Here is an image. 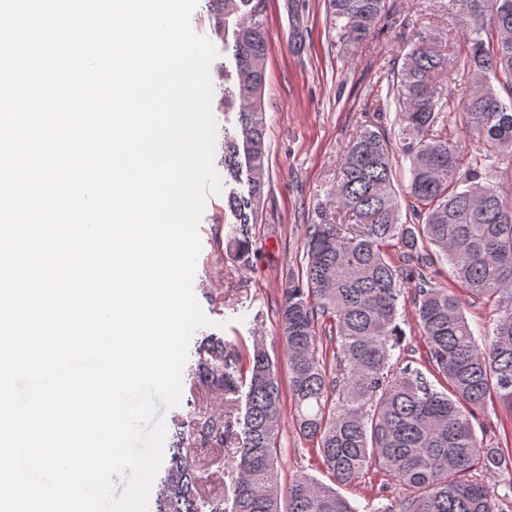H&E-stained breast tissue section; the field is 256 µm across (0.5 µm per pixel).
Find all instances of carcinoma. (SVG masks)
<instances>
[{
	"label": "carcinoma",
	"instance_id": "obj_1",
	"mask_svg": "<svg viewBox=\"0 0 512 512\" xmlns=\"http://www.w3.org/2000/svg\"><path fill=\"white\" fill-rule=\"evenodd\" d=\"M327 2L332 29L350 47L390 18L388 0ZM449 2L468 44V95L445 97L437 78L448 72L450 57L430 34L401 21L379 108L396 107L395 120L389 129L356 133L334 186L336 204L361 229L347 237L325 219L307 225L301 273L282 283L277 329L288 390L263 340L243 351L207 337L190 369L191 388L223 409L175 416L153 512H359L304 471L282 491L277 448L285 393L299 436L317 445V461L335 484L346 486L374 468L403 489L389 499L382 486L369 493V512H512V448L488 446L471 422L490 401L512 411V201L484 182L500 160L512 158V0ZM206 12L232 61L220 66V108L236 113L235 128L224 129L221 160L234 218L225 251L247 266L251 225L269 184L261 104L266 0H207ZM456 128L481 145L467 162L453 142ZM395 141L410 162L402 196L394 186ZM404 205L411 223L401 221ZM394 245L405 262L444 260L452 270L454 287L439 288L422 275L413 293L425 369L435 385L412 363L393 360L405 339L398 324L405 285L389 253ZM463 293L495 301L493 332L482 345ZM230 441L238 471L232 494L207 495L203 482L218 477L212 453ZM488 471L508 476L509 491H495ZM384 498L388 503L373 505Z\"/></svg>",
	"mask_w": 512,
	"mask_h": 512
}]
</instances>
